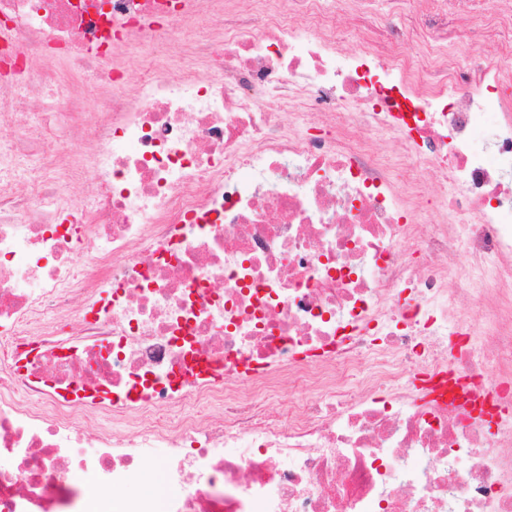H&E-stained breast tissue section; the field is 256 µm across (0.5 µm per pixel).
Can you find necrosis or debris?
Returning <instances> with one entry per match:
<instances>
[{
  "instance_id": "necrosis-or-debris-1",
  "label": "necrosis or debris",
  "mask_w": 512,
  "mask_h": 512,
  "mask_svg": "<svg viewBox=\"0 0 512 512\" xmlns=\"http://www.w3.org/2000/svg\"><path fill=\"white\" fill-rule=\"evenodd\" d=\"M237 2L0 0V512H512V0ZM206 34L200 23L193 27L169 29L163 38L131 50L130 74L135 76L142 61L149 57L179 58L182 48L192 42L202 39ZM479 58L495 60L494 48L485 43L467 44L461 41L458 46V51L454 56V61L457 62L460 67H466L473 60ZM164 456L163 449L158 448L153 455L152 460L144 467V471L137 475L133 481H131L126 489L125 495L128 497L138 496L143 493H147L148 490H152L148 477H147V468L155 467L159 462L162 461Z\"/></svg>"
}]
</instances>
